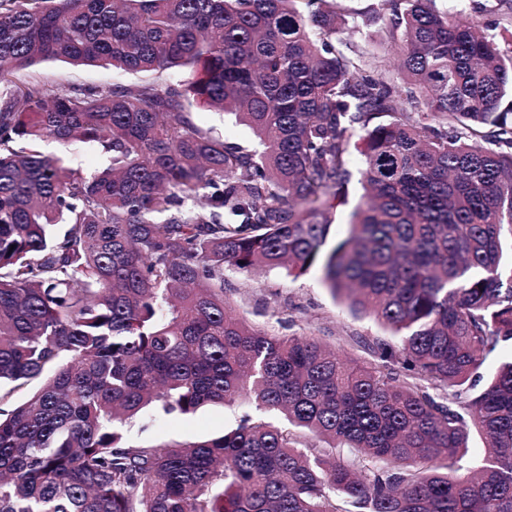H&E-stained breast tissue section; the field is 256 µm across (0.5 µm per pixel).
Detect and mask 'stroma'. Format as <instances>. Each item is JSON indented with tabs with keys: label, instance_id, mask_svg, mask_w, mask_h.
Returning a JSON list of instances; mask_svg holds the SVG:
<instances>
[{
	"label": "stroma",
	"instance_id": "1",
	"mask_svg": "<svg viewBox=\"0 0 512 512\" xmlns=\"http://www.w3.org/2000/svg\"><path fill=\"white\" fill-rule=\"evenodd\" d=\"M379 4L380 0H338V9L354 16L358 28L340 29L336 40L345 51L372 57L393 73L397 70L396 46L383 31L377 14ZM32 79L65 88L80 84L109 85L116 81L135 83L139 77L104 66H74L47 60L17 76L21 83ZM224 279L225 299L251 325L286 336H311L329 344L351 336L372 340L384 334L372 318L353 314L345 303L333 299L323 286L319 272L312 271L295 279L277 271L260 276L228 271ZM241 414L239 407L215 405L191 416L157 415L128 426L126 438L133 446L211 438L236 425Z\"/></svg>",
	"mask_w": 512,
	"mask_h": 512
}]
</instances>
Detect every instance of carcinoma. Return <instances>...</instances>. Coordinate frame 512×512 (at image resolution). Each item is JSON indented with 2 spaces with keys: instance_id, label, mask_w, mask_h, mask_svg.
Here are the masks:
<instances>
[{
  "instance_id": "1",
  "label": "carcinoma",
  "mask_w": 512,
  "mask_h": 512,
  "mask_svg": "<svg viewBox=\"0 0 512 512\" xmlns=\"http://www.w3.org/2000/svg\"><path fill=\"white\" fill-rule=\"evenodd\" d=\"M380 2L399 83L334 43L332 0H0V401L27 392L0 411V512H512V356L483 373L512 344V39ZM50 59L167 79L15 83ZM356 135L366 193L330 245ZM315 266L389 333L371 360L224 300L226 270ZM210 404L260 414L127 445ZM192 112L196 121L207 128H212L216 134L238 143L249 150L260 149L257 141L243 128L235 126L230 117L218 111L210 110L193 103ZM41 150L47 155L65 156L75 167L88 174L104 168L108 163L106 155L100 149L88 144L67 147L48 140L41 144ZM242 414L239 407L215 405L191 416L156 415L126 427L127 443L147 446L219 436L224 428L236 425Z\"/></svg>"
}]
</instances>
